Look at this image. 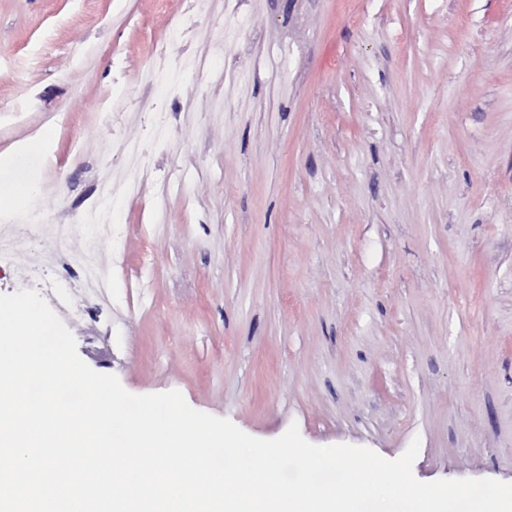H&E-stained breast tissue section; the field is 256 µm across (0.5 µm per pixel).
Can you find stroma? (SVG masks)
<instances>
[{
	"label": "stroma",
	"mask_w": 512,
	"mask_h": 512,
	"mask_svg": "<svg viewBox=\"0 0 512 512\" xmlns=\"http://www.w3.org/2000/svg\"><path fill=\"white\" fill-rule=\"evenodd\" d=\"M22 182L0 293L128 392L512 484V0H0Z\"/></svg>",
	"instance_id": "1"
}]
</instances>
